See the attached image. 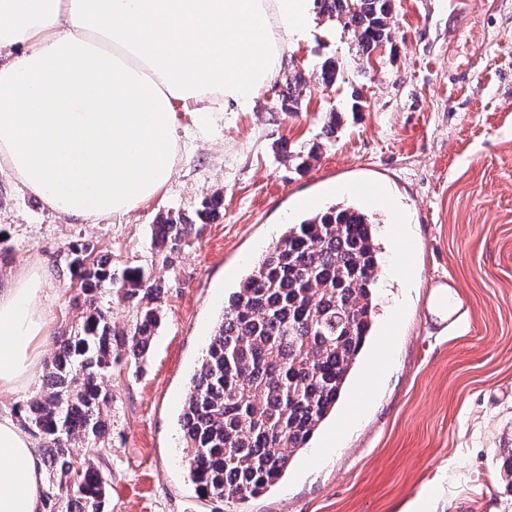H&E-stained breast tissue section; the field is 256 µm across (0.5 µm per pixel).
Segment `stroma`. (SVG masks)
<instances>
[{"instance_id":"1","label":"stroma","mask_w":512,"mask_h":512,"mask_svg":"<svg viewBox=\"0 0 512 512\" xmlns=\"http://www.w3.org/2000/svg\"><path fill=\"white\" fill-rule=\"evenodd\" d=\"M393 0L391 42L370 60L351 33L313 15L290 41L279 72L248 112H228L208 131L178 115L181 150L168 184L130 213L85 224L48 209L0 172V232L10 253L0 280L50 267L43 300L50 339L29 383L0 393V409L39 393L52 337L79 312L67 246L93 242L115 268L142 265L166 291L153 347L118 365L108 383L112 512H512V0ZM343 63L331 95L315 70ZM299 75L298 112L275 105ZM362 108L350 112L352 91ZM335 138L304 172L279 153L318 141L326 113ZM381 189L389 206L364 196ZM222 193L173 262L151 247L159 216ZM353 201L373 211L383 248L375 284V334L349 389L282 481L244 503L202 497L189 481L179 416L229 292L299 221L306 201ZM401 227L414 251L411 279L394 276L391 237ZM453 279L466 308L456 328L430 326L429 284ZM386 374L363 381L384 333Z\"/></svg>"}]
</instances>
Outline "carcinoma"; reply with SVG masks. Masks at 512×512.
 Here are the masks:
<instances>
[{"mask_svg":"<svg viewBox=\"0 0 512 512\" xmlns=\"http://www.w3.org/2000/svg\"><path fill=\"white\" fill-rule=\"evenodd\" d=\"M320 15L352 33L356 53L370 58L390 41L392 0H314ZM340 63L325 59L316 73L336 84ZM301 78L285 79L279 110L296 112ZM321 145L288 152L308 169ZM221 195L194 215L162 216L152 227L165 259L180 252L194 226L205 223ZM68 270L82 308L73 334L59 349L41 391L16 405L20 426L38 439L49 473L44 512H112V471L103 466L109 443L112 392L101 378L126 357L145 358L159 324L161 281L142 266L112 267L82 240L69 244ZM376 223L360 207L337 203L306 214L244 276L224 305L205 358L191 378L181 429L187 468L203 496L244 502L276 486L293 453L306 447L336 409L367 337L379 269ZM132 311L127 326L112 325L101 298ZM80 447L75 453L72 448Z\"/></svg>","mask_w":512,"mask_h":512,"instance_id":"1","label":"carcinoma"}]
</instances>
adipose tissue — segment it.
Masks as SVG:
<instances>
[{"label": "adipose tissue", "instance_id": "ef3b65f1", "mask_svg": "<svg viewBox=\"0 0 512 512\" xmlns=\"http://www.w3.org/2000/svg\"><path fill=\"white\" fill-rule=\"evenodd\" d=\"M313 0H0V172L68 219L122 216L171 179L177 113L247 112ZM49 271L0 284V391L33 375ZM44 465L0 412V512H42Z\"/></svg>", "mask_w": 512, "mask_h": 512}]
</instances>
